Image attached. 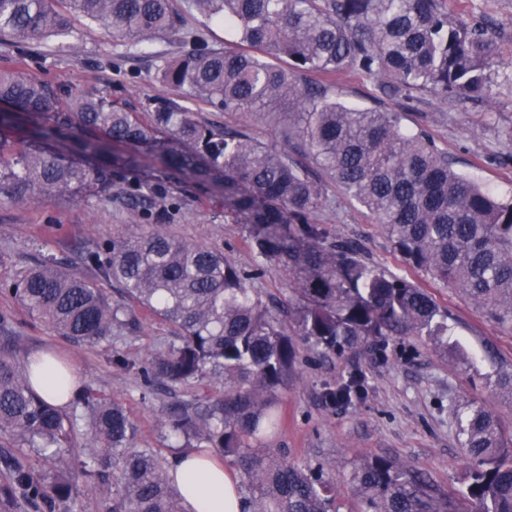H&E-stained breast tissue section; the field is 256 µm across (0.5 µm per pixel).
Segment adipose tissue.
Returning a JSON list of instances; mask_svg holds the SVG:
<instances>
[{"label": "adipose tissue", "mask_w": 512, "mask_h": 512, "mask_svg": "<svg viewBox=\"0 0 512 512\" xmlns=\"http://www.w3.org/2000/svg\"><path fill=\"white\" fill-rule=\"evenodd\" d=\"M170 476L187 512H242L237 475L214 458L195 451L180 454Z\"/></svg>", "instance_id": "1"}]
</instances>
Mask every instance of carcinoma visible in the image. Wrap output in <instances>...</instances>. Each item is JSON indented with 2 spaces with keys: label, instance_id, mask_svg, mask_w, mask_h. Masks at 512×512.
I'll list each match as a JSON object with an SVG mask.
<instances>
[{
  "label": "carcinoma",
  "instance_id": "cac0c4a2",
  "mask_svg": "<svg viewBox=\"0 0 512 512\" xmlns=\"http://www.w3.org/2000/svg\"><path fill=\"white\" fill-rule=\"evenodd\" d=\"M185 7L224 28L234 46L199 42L165 61L160 80L219 111L270 122L288 106L292 150L202 124L173 99L153 101L144 123L105 97L74 96L17 67L0 70V199L110 203L112 186L145 169L130 185L127 209L133 224H160L169 184L191 179L246 225L257 256L288 272L287 307L269 306L222 252L160 229L114 237L85 254L100 278L121 287V302L49 254L6 292L72 343L111 337L127 301L176 324L177 341L142 368L144 376L172 385L207 379L224 397L200 410L174 409L169 435L182 448L238 460L244 512H335L336 487L323 465L301 467L260 447L280 426L296 340L334 355L388 336L441 341L448 309L316 222L328 182L366 209L409 267L509 327L512 200L454 170L426 130L402 126L401 113L350 107L302 77L349 69L388 96L486 95L496 46L478 24L448 11V0H186ZM75 16L120 40L161 35L180 22L173 0H0V39L62 38ZM53 384L71 394L67 405L34 389L31 361L0 354V512H73L81 480L112 487L103 512H185L166 459L130 447L133 423L122 405L80 387L70 392L61 377ZM360 395L356 375L324 393L330 407ZM80 417L97 450L76 470L70 448ZM455 424L472 464L457 499L405 463L376 456L351 474L358 512H465L464 502L475 512H512V439L473 403ZM48 449L54 467L42 471L28 452Z\"/></svg>",
  "mask_w": 512,
  "mask_h": 512
}]
</instances>
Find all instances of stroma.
Instances as JSON below:
<instances>
[{
    "mask_svg": "<svg viewBox=\"0 0 512 512\" xmlns=\"http://www.w3.org/2000/svg\"><path fill=\"white\" fill-rule=\"evenodd\" d=\"M175 6L184 12L181 27L137 45L85 21L76 23L62 41L17 45L0 40V69L19 66L31 77L73 93L111 97L145 122L150 119L149 102L174 99L191 108L201 123L241 127L259 142L285 147L287 119L273 126L245 114L220 112L156 78L161 60L181 56L195 42L224 45L222 28L184 11L183 0H176ZM448 7L473 15L495 41L498 63L490 101L382 99L369 79L345 71L332 77V90L350 106L402 113L403 125L429 132L456 170L511 200L512 0H449ZM327 194L326 205L316 214L319 223L358 243L366 258L387 272L428 288L448 309V345L391 336L334 356L299 343L296 376L280 395L281 424L265 445L299 465L324 464L336 485L338 512H357L350 474L377 455L399 459L449 496H457L470 466L456 432L457 412L478 404L497 418L504 435H512V402L495 386L498 376L512 372V328L497 323L455 289L407 268L365 208L336 185H329ZM170 196L177 210L164 231L219 249L243 270H259L251 286L263 298H287V271L259 258L244 225L226 216L199 185L184 179L173 182ZM129 228V213L116 200L76 204L47 195L26 204L0 200V315L10 317L0 323V352L60 355L76 370L81 387L125 407L135 428L133 447L152 448L172 459L178 451L161 430V418L178 405L202 407L222 393L221 387L205 380L176 386L142 381L139 366L172 344L178 327L135 307L113 327L110 340L94 346L72 344L32 319L5 291L21 269L47 254L62 259L70 271L94 277L82 253ZM115 350L128 359V367L112 362ZM353 374L361 379L360 398L327 407L325 389Z\"/></svg>",
    "mask_w": 512,
    "mask_h": 512,
    "instance_id": "obj_1",
    "label": "stroma"
}]
</instances>
